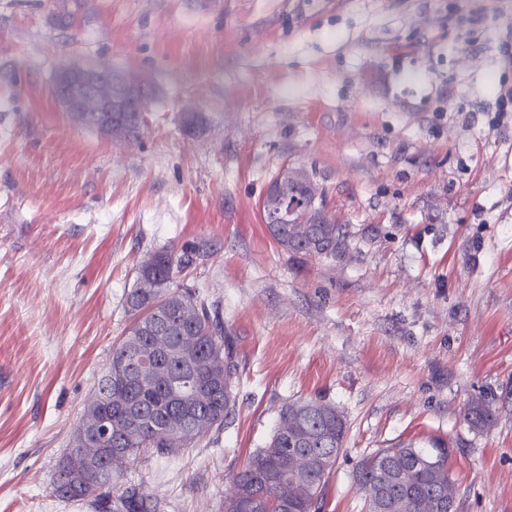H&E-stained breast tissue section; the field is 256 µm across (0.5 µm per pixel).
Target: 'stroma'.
I'll return each instance as SVG.
<instances>
[{
    "label": "stroma",
    "mask_w": 512,
    "mask_h": 512,
    "mask_svg": "<svg viewBox=\"0 0 512 512\" xmlns=\"http://www.w3.org/2000/svg\"><path fill=\"white\" fill-rule=\"evenodd\" d=\"M509 44L512 0H0V512H95L50 483L157 251L192 254L174 285L208 298L238 364L220 431L125 467L157 512H221L310 398L349 425L324 512H368L358 460L431 437L457 512H512ZM66 64L156 85L136 139L63 112ZM286 167L353 231L344 257L269 234ZM479 395L484 431L463 418ZM464 420L475 430L488 428L495 420V413L485 399L470 401L464 409Z\"/></svg>",
    "instance_id": "obj_1"
}]
</instances>
